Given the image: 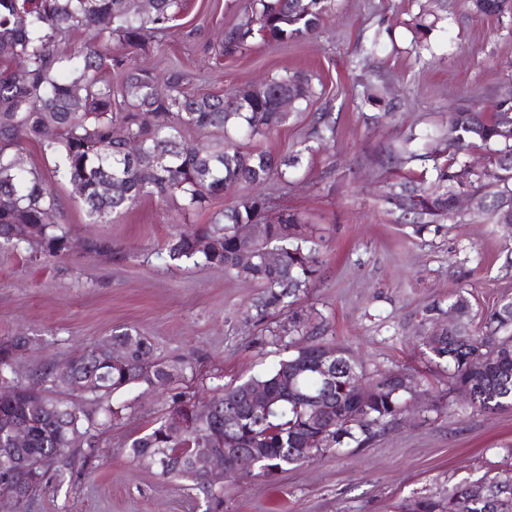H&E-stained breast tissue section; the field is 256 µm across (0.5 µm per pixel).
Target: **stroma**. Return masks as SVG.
<instances>
[{
  "label": "stroma",
  "mask_w": 512,
  "mask_h": 512,
  "mask_svg": "<svg viewBox=\"0 0 512 512\" xmlns=\"http://www.w3.org/2000/svg\"><path fill=\"white\" fill-rule=\"evenodd\" d=\"M245 5L184 0L170 36L148 42L136 61L157 74L179 64L195 92L222 93L288 71L311 77L318 96L249 147L292 155L314 113H330L333 138L303 156L291 184L273 179L259 188L270 215L294 213L322 236L319 271L290 307L260 309L257 283L158 255L163 240L206 216L187 220L175 205L144 199L111 223L93 224L71 186L53 181L61 223L73 237L108 240L112 251L35 259L0 246V338L32 340L17 363L20 378L119 327L149 337L154 360L191 370L162 388L126 391L125 415L103 431L96 456L52 477L29 512H395L399 503L512 469V408L470 405L422 343L447 325L457 296L468 299L476 331L512 299V228L464 209L460 222L414 232L380 194L386 183L422 177L431 162L397 170L378 162L410 130L445 126L462 98L487 104L512 90V11L479 16L470 0H333L309 39L258 37L245 52L216 55L214 42L241 21ZM425 12L439 21L419 52L413 24ZM375 32L377 51L360 56V40ZM369 90L377 99L367 104ZM297 314L317 341L346 349L366 378L387 369L409 375L406 411L367 445L289 466L275 481L224 479L216 502L131 462L130 442L167 415L172 394L236 384L287 357L293 339L277 327Z\"/></svg>",
  "instance_id": "obj_1"
}]
</instances>
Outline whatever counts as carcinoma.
<instances>
[{
	"instance_id": "1",
	"label": "carcinoma",
	"mask_w": 512,
	"mask_h": 512,
	"mask_svg": "<svg viewBox=\"0 0 512 512\" xmlns=\"http://www.w3.org/2000/svg\"><path fill=\"white\" fill-rule=\"evenodd\" d=\"M331 2L248 0L245 21L224 30L219 46L226 54L242 52L257 34L283 43L302 40L319 28ZM503 2L471 0V7L477 14H499ZM180 8L181 0H152L148 12L139 9L137 0H0V244L45 258L73 250L70 231L59 223L51 187V179L60 176L82 199L92 224H107L144 198L175 203L186 216L210 212L209 223L165 241L166 258L176 264L221 266L231 278L258 282L265 289L263 307H288L318 271L316 243L296 232L291 215L276 224L264 222L266 198L239 195L236 189L260 186L274 177L290 181L291 168L333 138L334 125L328 114H320L292 159L244 151L233 142L231 130L251 140L267 137L287 122L289 113L275 105L277 95L288 93L295 110L314 96L310 80L295 73L215 95L186 91L187 73L172 67L165 73L166 92H159L156 75L134 64L133 54L146 41L166 35ZM435 23L426 13L419 16L416 47L423 46ZM61 71L67 76L59 77ZM114 75L120 77L117 84ZM118 129L126 137H116ZM447 129L445 155L434 161L430 179L392 182L383 201L410 217L418 233L429 224L455 220L454 199L460 194L484 200L477 216L512 224V96L498 99L489 112L475 110V101L466 100L448 116ZM192 130L213 133L206 150L187 140ZM129 139L139 143L134 159L126 152ZM418 140L414 133L403 138L387 163L401 165L419 157ZM31 146L55 159L51 173L25 166L23 155ZM474 146L488 152L482 170L461 156ZM221 196L231 197V202L211 211L212 200ZM240 224L257 225V240L242 242ZM246 245L252 247L253 259L242 265L238 257ZM266 247L279 252L277 264L265 262ZM451 308L458 321L424 337L423 345L448 364L452 388L471 405L489 412L512 408V334H502L512 326V300L489 316L478 336L465 323L469 302L459 298ZM30 344L27 336L0 339V383L13 386L10 399L3 400L0 393V448L16 427L27 430L22 447L0 456V491L12 496L17 512H28L57 464L71 466L97 453L99 427L121 420L127 409L113 400L115 394L135 382L163 386L175 377V369L151 361L150 338L126 328L89 346L85 361H66L20 381L15 363ZM115 346L126 352L121 365L109 362ZM326 353L336 367L332 425L305 402L324 392L316 364ZM290 370L299 372L300 400L288 399L280 387L281 376ZM353 374L361 376L363 369L345 349L301 341L272 369L231 387L214 386L207 402L197 405L174 395L173 404L189 409L192 427L173 435L162 420L130 442L129 456L135 463L147 456L165 457L161 475L188 481L217 500L216 484L224 475L198 474L185 449L205 448L214 434L224 432V416L235 410L246 385L262 383L275 399L267 416H242L235 429L243 448L260 440L259 475L269 479L297 463L291 449L309 437H316V454L339 455L353 444H368L402 413L406 392L399 390V371L377 374L368 401L358 399L349 387ZM67 385L80 401L55 396L56 389ZM23 461L38 465L45 479L27 482L18 468ZM475 485L485 491V500L477 505H465V486L459 485L446 497L415 501L408 512H512L511 476L481 479Z\"/></svg>"
}]
</instances>
